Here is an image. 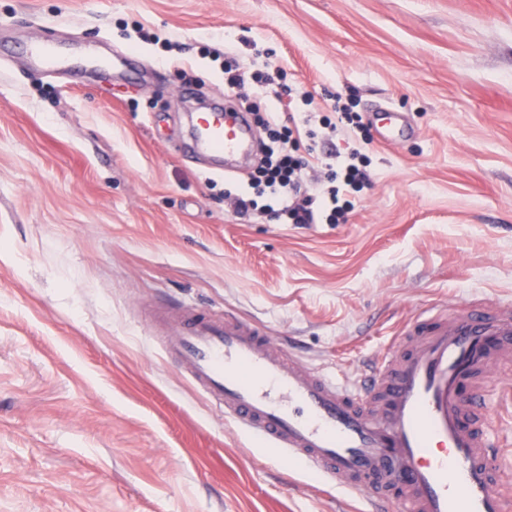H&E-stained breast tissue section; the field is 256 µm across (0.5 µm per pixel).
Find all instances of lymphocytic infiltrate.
I'll list each match as a JSON object with an SVG mask.
<instances>
[{
    "mask_svg": "<svg viewBox=\"0 0 512 512\" xmlns=\"http://www.w3.org/2000/svg\"><path fill=\"white\" fill-rule=\"evenodd\" d=\"M259 120L269 132V143L247 191L233 197L237 213L260 209L287 224L347 223L353 208L348 195L364 188L368 156L352 149L347 157L326 163L324 183L307 188L303 174L310 161L300 153L298 127L289 126L277 112L262 113Z\"/></svg>",
    "mask_w": 512,
    "mask_h": 512,
    "instance_id": "lymphocytic-infiltrate-1",
    "label": "lymphocytic infiltrate"
}]
</instances>
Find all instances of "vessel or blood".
Masks as SVG:
<instances>
[{"label": "vessel or blood", "instance_id": "obj_1", "mask_svg": "<svg viewBox=\"0 0 512 512\" xmlns=\"http://www.w3.org/2000/svg\"><path fill=\"white\" fill-rule=\"evenodd\" d=\"M28 52L59 68L57 45ZM405 122L388 115L381 144ZM193 150L231 160L254 150L250 117L232 99L196 115ZM163 348L227 419L265 445L335 481L368 512H506L501 464L484 422L486 389L512 359V303L431 310L359 383L347 385L233 317L186 308L162 322Z\"/></svg>", "mask_w": 512, "mask_h": 512}]
</instances>
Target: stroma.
Here are the masks:
<instances>
[{
	"instance_id": "1",
	"label": "stroma",
	"mask_w": 512,
	"mask_h": 512,
	"mask_svg": "<svg viewBox=\"0 0 512 512\" xmlns=\"http://www.w3.org/2000/svg\"><path fill=\"white\" fill-rule=\"evenodd\" d=\"M157 41L140 38V31ZM135 51L136 78L25 49ZM352 101L369 184L348 223L237 215L186 154L213 51ZM414 127L377 141L382 115ZM512 302V0H0V512H362L224 419L163 350L191 306L361 379L431 309ZM512 496V361L487 388ZM28 52L32 59L39 65L59 68L67 63L57 45L52 43H37L30 45Z\"/></svg>"
}]
</instances>
